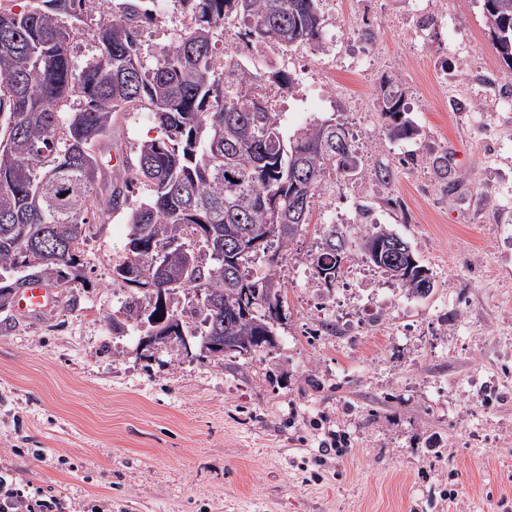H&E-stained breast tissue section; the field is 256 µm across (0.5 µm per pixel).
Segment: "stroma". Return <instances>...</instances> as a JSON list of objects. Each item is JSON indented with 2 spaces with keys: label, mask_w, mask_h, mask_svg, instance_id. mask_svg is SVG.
<instances>
[{
  "label": "stroma",
  "mask_w": 512,
  "mask_h": 512,
  "mask_svg": "<svg viewBox=\"0 0 512 512\" xmlns=\"http://www.w3.org/2000/svg\"><path fill=\"white\" fill-rule=\"evenodd\" d=\"M417 0H322L321 47L289 53L224 29L223 48L272 94L284 136L327 119L356 137L363 172H327L307 231L275 268L286 303L272 348L216 358L142 349L127 289L112 269L130 214L92 220L81 281L54 289L52 311H0V470L60 497L63 512H512V69L496 53L480 0H447L424 40ZM141 53L154 63L186 27L179 0H153ZM100 0H85L71 43L97 52ZM295 78L277 94L275 71ZM396 81L413 138L389 139L381 83ZM156 131L117 115L106 152H134ZM447 155L453 190L432 161ZM394 170L379 184L374 170ZM385 225L435 281L426 297L380 278L387 307L360 342L332 306L355 313L350 283L318 292V229L359 236ZM350 441L320 454L329 432Z\"/></svg>",
  "instance_id": "stroma-1"
}]
</instances>
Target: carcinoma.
<instances>
[{"label":"carcinoma","mask_w":512,"mask_h":512,"mask_svg":"<svg viewBox=\"0 0 512 512\" xmlns=\"http://www.w3.org/2000/svg\"><path fill=\"white\" fill-rule=\"evenodd\" d=\"M104 17L98 53L79 66L70 53L84 0H42L23 13L0 11V310L31 280L53 286L74 282L93 216L131 207L127 255L112 282L133 288L126 320L153 326L154 289L168 296L193 290L201 316L202 348L226 336L253 351L273 345L283 294L275 274L252 271L302 235L326 170L358 175L350 129L333 119L299 129L286 139L272 101L233 55L220 57L219 37L233 20L254 43L283 51L320 46L321 0H178L191 16L187 31L152 65L139 49L145 0H101ZM493 47L512 69V0H483ZM83 100L63 119L70 97ZM403 91L382 87L387 137L415 133L404 117ZM143 108L157 135L142 141L135 159L114 170L101 144L112 135L115 114ZM148 200L132 206L141 187ZM301 202L303 221L279 232L268 211ZM259 239L245 252L240 238ZM202 244L211 264H199ZM359 250L381 273L417 296L434 283L410 243L380 224L358 239L324 227L314 258L325 288L336 285L350 253Z\"/></svg>","instance_id":"obj_1"}]
</instances>
